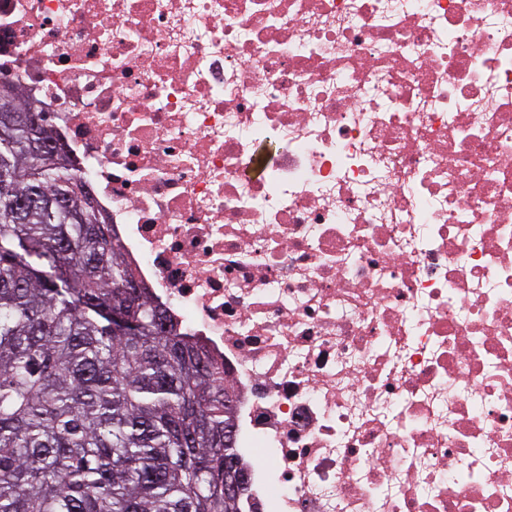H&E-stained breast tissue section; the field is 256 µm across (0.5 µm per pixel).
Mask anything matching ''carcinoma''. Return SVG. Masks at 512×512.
Wrapping results in <instances>:
<instances>
[{"instance_id": "1", "label": "carcinoma", "mask_w": 512, "mask_h": 512, "mask_svg": "<svg viewBox=\"0 0 512 512\" xmlns=\"http://www.w3.org/2000/svg\"><path fill=\"white\" fill-rule=\"evenodd\" d=\"M91 203L37 103L0 97V512H238L224 373L155 330Z\"/></svg>"}]
</instances>
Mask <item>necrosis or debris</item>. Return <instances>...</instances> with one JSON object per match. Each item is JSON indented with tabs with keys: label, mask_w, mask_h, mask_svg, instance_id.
Wrapping results in <instances>:
<instances>
[{
	"label": "necrosis or debris",
	"mask_w": 512,
	"mask_h": 512,
	"mask_svg": "<svg viewBox=\"0 0 512 512\" xmlns=\"http://www.w3.org/2000/svg\"><path fill=\"white\" fill-rule=\"evenodd\" d=\"M240 512H512V0H0Z\"/></svg>",
	"instance_id": "necrosis-or-debris-1"
}]
</instances>
